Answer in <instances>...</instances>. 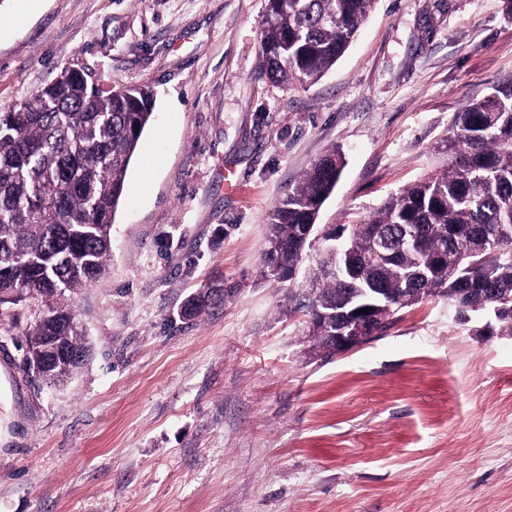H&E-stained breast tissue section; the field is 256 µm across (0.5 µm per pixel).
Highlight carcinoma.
Segmentation results:
<instances>
[{
    "instance_id": "carcinoma-1",
    "label": "carcinoma",
    "mask_w": 512,
    "mask_h": 512,
    "mask_svg": "<svg viewBox=\"0 0 512 512\" xmlns=\"http://www.w3.org/2000/svg\"><path fill=\"white\" fill-rule=\"evenodd\" d=\"M375 0H267L260 31L263 79L283 86L317 80L345 53ZM142 86L102 90L65 67L48 85L0 112V296L20 291L38 305L22 332L28 345L64 348L44 381L73 376L89 356L67 297L104 271L126 175L152 120ZM437 174L387 198L350 232L351 274L330 249L314 276L308 313L327 316L310 334L333 355L336 309L377 287L391 290L375 334L435 296L459 318L504 306L499 332L512 335V78L453 118ZM344 158L332 150L270 210L266 277L290 280L309 228L334 191Z\"/></svg>"
}]
</instances>
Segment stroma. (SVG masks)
I'll use <instances>...</instances> for the list:
<instances>
[{
	"instance_id": "35a3bbf8",
	"label": "stroma",
	"mask_w": 512,
	"mask_h": 512,
	"mask_svg": "<svg viewBox=\"0 0 512 512\" xmlns=\"http://www.w3.org/2000/svg\"><path fill=\"white\" fill-rule=\"evenodd\" d=\"M266 3L0 0V112L65 67L155 93L106 270L68 299L89 361L49 386L0 348V512H512V336L434 297L327 357L304 306L323 232L441 170L454 113L512 77V15L376 0L287 88L257 76ZM334 149L310 245L271 282L267 214Z\"/></svg>"
}]
</instances>
